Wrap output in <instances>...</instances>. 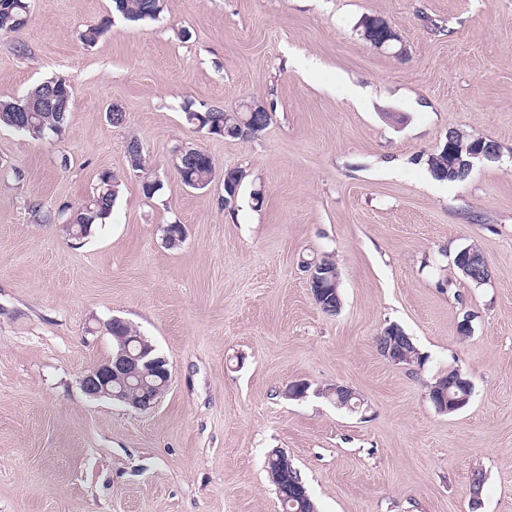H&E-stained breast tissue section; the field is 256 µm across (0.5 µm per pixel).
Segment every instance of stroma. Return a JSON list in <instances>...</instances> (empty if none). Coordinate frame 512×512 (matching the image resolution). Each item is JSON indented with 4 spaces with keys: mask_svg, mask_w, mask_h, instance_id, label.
<instances>
[{
    "mask_svg": "<svg viewBox=\"0 0 512 512\" xmlns=\"http://www.w3.org/2000/svg\"><path fill=\"white\" fill-rule=\"evenodd\" d=\"M161 6L134 25L112 0H31L26 25L0 31V101L52 78L73 88L63 137L0 127V512H282L275 449L318 512H512V0ZM367 17L393 26L402 54L362 38ZM244 99L272 114L256 138L185 121ZM113 103L123 126L106 120ZM452 128L501 159L435 179L426 157ZM132 136L161 184L150 199ZM178 147L211 155L206 188L181 182ZM230 168L245 178L229 201ZM104 170L119 180L112 213L72 240L55 214ZM168 224L184 226L180 245ZM472 246L492 270L477 286L454 264ZM324 256L340 273L335 316L300 266ZM115 318L168 361L150 410L81 390L112 355ZM393 323L423 365L379 354ZM451 367L473 394L448 415L428 394ZM295 382L306 398L287 396ZM336 385L361 407L337 406ZM139 145H140L139 140L136 137H131L126 144V155H127L126 157L128 158L127 161L129 162L128 164L130 166H131L130 159L135 160V162L137 164V168L135 171L143 173V176H142L143 194L147 198H152L161 189V186L158 184H155L153 186H148L147 184L144 185V183H143L144 179H151V177L148 175V172H147V170H149L148 169V158L143 153V151H142V153H137L138 155H136V157L133 156L132 150H136L137 147H139Z\"/></svg>",
    "mask_w": 512,
    "mask_h": 512,
    "instance_id": "stroma-1",
    "label": "stroma"
}]
</instances>
